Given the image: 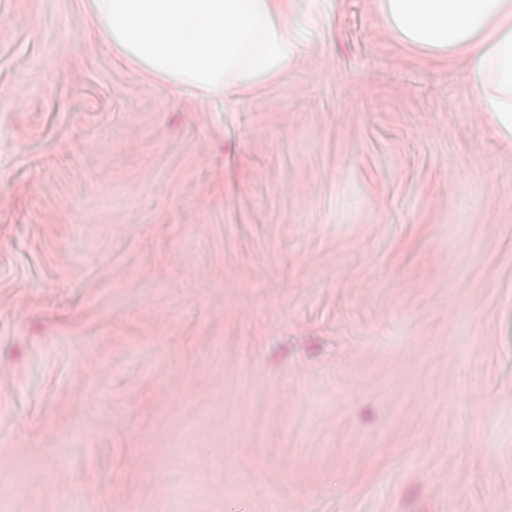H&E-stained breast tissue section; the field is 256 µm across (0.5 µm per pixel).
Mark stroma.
Returning <instances> with one entry per match:
<instances>
[{
	"mask_svg": "<svg viewBox=\"0 0 512 512\" xmlns=\"http://www.w3.org/2000/svg\"><path fill=\"white\" fill-rule=\"evenodd\" d=\"M0 512H512V145L329 0L225 102L0 0Z\"/></svg>",
	"mask_w": 512,
	"mask_h": 512,
	"instance_id": "obj_1",
	"label": "stroma"
}]
</instances>
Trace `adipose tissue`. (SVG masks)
Here are the masks:
<instances>
[{"instance_id":"ef3b65f1","label":"adipose tissue","mask_w":512,"mask_h":512,"mask_svg":"<svg viewBox=\"0 0 512 512\" xmlns=\"http://www.w3.org/2000/svg\"><path fill=\"white\" fill-rule=\"evenodd\" d=\"M105 46L204 97L237 94L301 54L326 0H82ZM391 31L431 56L466 57L475 111L512 140V0H379Z\"/></svg>"}]
</instances>
